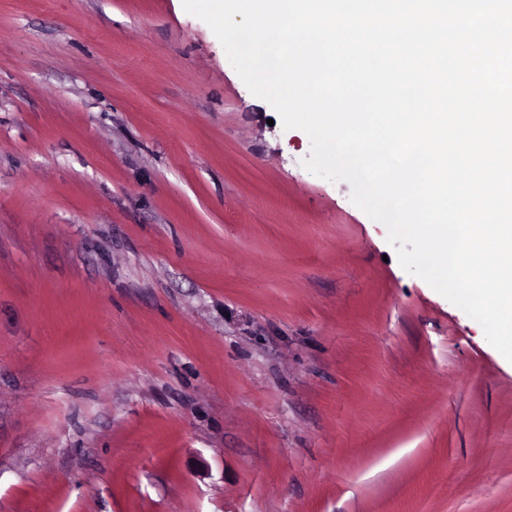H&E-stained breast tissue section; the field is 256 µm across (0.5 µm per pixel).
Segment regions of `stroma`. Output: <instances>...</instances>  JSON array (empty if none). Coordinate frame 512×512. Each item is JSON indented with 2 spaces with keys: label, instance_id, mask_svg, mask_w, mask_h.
I'll use <instances>...</instances> for the list:
<instances>
[{
  "label": "stroma",
  "instance_id": "1",
  "mask_svg": "<svg viewBox=\"0 0 512 512\" xmlns=\"http://www.w3.org/2000/svg\"><path fill=\"white\" fill-rule=\"evenodd\" d=\"M182 0H0V512H512V362Z\"/></svg>",
  "mask_w": 512,
  "mask_h": 512
}]
</instances>
